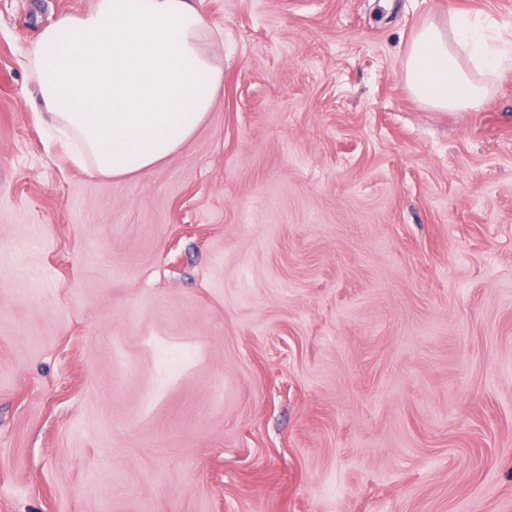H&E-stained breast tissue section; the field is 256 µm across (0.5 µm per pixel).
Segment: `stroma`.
<instances>
[{
  "mask_svg": "<svg viewBox=\"0 0 512 512\" xmlns=\"http://www.w3.org/2000/svg\"><path fill=\"white\" fill-rule=\"evenodd\" d=\"M0 0V512H512V72L408 90L426 21L512 0H198L206 122L66 163Z\"/></svg>",
  "mask_w": 512,
  "mask_h": 512,
  "instance_id": "1",
  "label": "stroma"
}]
</instances>
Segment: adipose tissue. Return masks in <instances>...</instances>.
<instances>
[{"mask_svg": "<svg viewBox=\"0 0 512 512\" xmlns=\"http://www.w3.org/2000/svg\"><path fill=\"white\" fill-rule=\"evenodd\" d=\"M197 0H95L42 28L25 54L32 101L49 136L105 178L143 173L177 152L205 122L224 79ZM512 71V44L496 47L460 14L425 22L403 72L410 92L440 111L480 109L489 84Z\"/></svg>", "mask_w": 512, "mask_h": 512, "instance_id": "ef3b65f1", "label": "adipose tissue"}]
</instances>
